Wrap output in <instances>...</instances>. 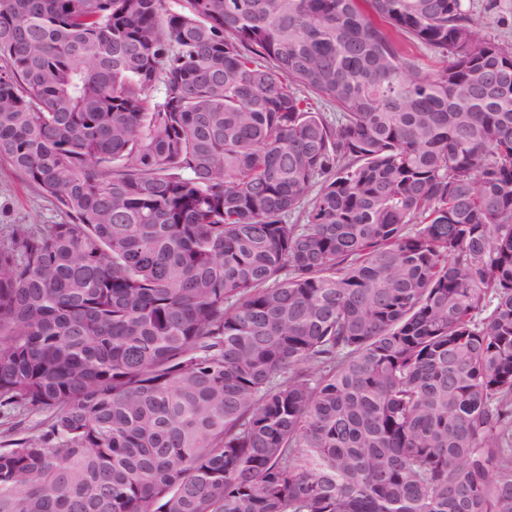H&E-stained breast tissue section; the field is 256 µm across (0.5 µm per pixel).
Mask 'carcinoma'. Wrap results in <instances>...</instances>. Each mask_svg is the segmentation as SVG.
<instances>
[{
    "label": "carcinoma",
    "instance_id": "carcinoma-1",
    "mask_svg": "<svg viewBox=\"0 0 512 512\" xmlns=\"http://www.w3.org/2000/svg\"><path fill=\"white\" fill-rule=\"evenodd\" d=\"M510 13L0 0V512H512ZM35 220L53 224L60 217L6 162H0V236L5 235L10 224H29Z\"/></svg>",
    "mask_w": 512,
    "mask_h": 512
}]
</instances>
